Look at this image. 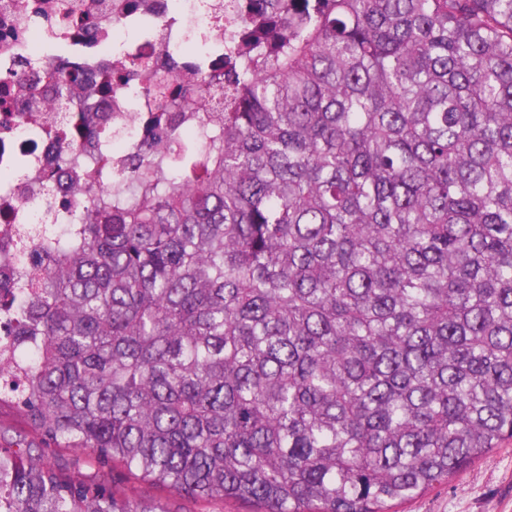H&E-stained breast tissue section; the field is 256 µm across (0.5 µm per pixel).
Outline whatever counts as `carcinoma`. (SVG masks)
I'll list each match as a JSON object with an SVG mask.
<instances>
[{"label": "carcinoma", "mask_w": 512, "mask_h": 512, "mask_svg": "<svg viewBox=\"0 0 512 512\" xmlns=\"http://www.w3.org/2000/svg\"><path fill=\"white\" fill-rule=\"evenodd\" d=\"M234 83L134 56L112 200L0 258V512H393L512 440V0H258ZM208 96L197 134L168 114ZM45 452L48 458L87 476L97 477L107 484L112 483V474L115 478L126 480L119 467L112 469V463H99L93 456L86 453L56 448H47ZM128 486L143 497L160 498L167 502L168 508L173 512H204L205 510L215 512H250L253 507L233 499L217 501L209 506L196 502L193 499L178 496L143 480H128Z\"/></svg>", "instance_id": "carcinoma-1"}]
</instances>
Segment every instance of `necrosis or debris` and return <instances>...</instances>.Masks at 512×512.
I'll list each match as a JSON object with an SVG mask.
<instances>
[{"label": "necrosis or debris", "mask_w": 512, "mask_h": 512, "mask_svg": "<svg viewBox=\"0 0 512 512\" xmlns=\"http://www.w3.org/2000/svg\"><path fill=\"white\" fill-rule=\"evenodd\" d=\"M30 2L26 10L0 0V170L14 174L0 183V255L32 225L80 223L91 202L83 172L108 173L124 163L99 139L101 127L143 140L147 98L133 95L127 78L101 94L106 71L117 70L131 51L173 70L181 85H194L183 49L200 32L208 45L205 67L223 81L224 59L251 15L249 0H74V22L63 29L52 23L59 0ZM62 73L80 84L66 113L50 106ZM63 126L70 136L55 138Z\"/></svg>", "instance_id": "4bbe7bcc"}]
</instances>
